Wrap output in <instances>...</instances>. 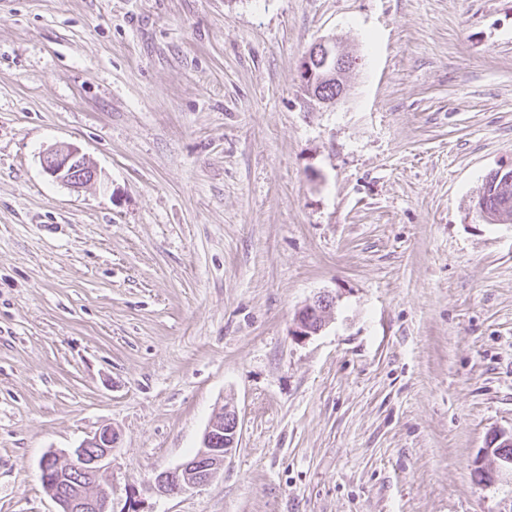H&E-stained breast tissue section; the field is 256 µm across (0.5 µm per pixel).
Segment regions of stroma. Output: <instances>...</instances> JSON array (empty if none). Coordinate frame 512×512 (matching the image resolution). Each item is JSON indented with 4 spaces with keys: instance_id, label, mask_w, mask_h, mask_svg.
Returning <instances> with one entry per match:
<instances>
[{
    "instance_id": "1",
    "label": "stroma",
    "mask_w": 512,
    "mask_h": 512,
    "mask_svg": "<svg viewBox=\"0 0 512 512\" xmlns=\"http://www.w3.org/2000/svg\"><path fill=\"white\" fill-rule=\"evenodd\" d=\"M511 165L512 0H0V512H56L41 459L106 425L112 512H512L473 474L512 432V222L474 209ZM225 403L223 470L148 491ZM356 59L346 54L340 48L337 40L333 38L322 39L314 43L303 60V70L309 71V76L318 77L317 83L327 82L336 85V92L330 91L327 96L333 98H323L319 95L321 89L316 92L312 99L324 105H333L342 98L345 89L346 75L356 65ZM46 175L72 189H80L98 179V171L82 150L73 144L53 146L40 155ZM333 304L332 297L321 295L313 303L302 308L295 319L294 336L307 338L320 332L325 324V314ZM499 442H503L504 444L512 443V432H501L494 435V440L492 442L490 440L487 448H483L481 456L474 462L475 467H482V464L480 463L481 458L485 456H493L494 453L495 456L502 461L500 462L501 472L503 470L508 472L510 471V474H512V456L502 454L501 451L494 452V448Z\"/></svg>"
}]
</instances>
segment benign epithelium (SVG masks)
<instances>
[{
	"label": "benign epithelium",
	"mask_w": 512,
	"mask_h": 512,
	"mask_svg": "<svg viewBox=\"0 0 512 512\" xmlns=\"http://www.w3.org/2000/svg\"><path fill=\"white\" fill-rule=\"evenodd\" d=\"M303 64L309 75L336 86L335 99L314 97L321 104L332 105L342 98L346 75L355 67L356 59L343 52L336 40L328 38L310 47ZM40 162L46 175L72 189L83 188L98 179L96 167L73 144L47 149L41 153ZM332 306L333 298L327 295L306 305L296 316L293 335L307 338L320 332L325 324V314ZM119 439L118 431L105 426L72 451H51L42 458L41 475L50 486L47 493L57 505V512H112L109 458ZM238 440V414L234 407L224 404L210 420L197 454L173 469L155 474L149 482L150 490L160 496H173L207 484L224 467L226 457L237 447ZM500 442L512 443V432L494 435V440L482 450V456H496L500 459V468L512 472V456L494 451Z\"/></svg>",
	"instance_id": "1"
}]
</instances>
